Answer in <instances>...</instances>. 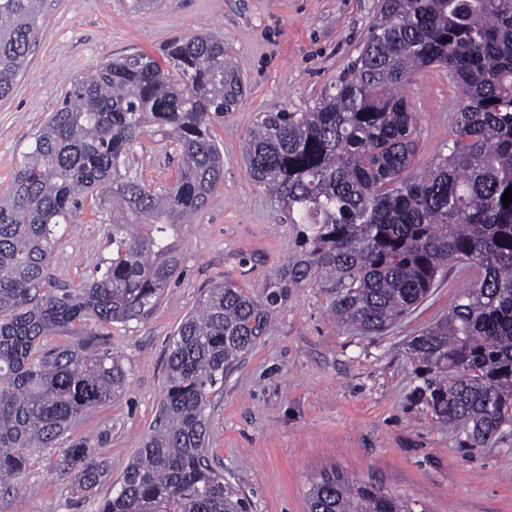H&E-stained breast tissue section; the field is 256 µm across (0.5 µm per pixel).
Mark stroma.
Here are the masks:
<instances>
[{
    "instance_id": "stroma-1",
    "label": "stroma",
    "mask_w": 512,
    "mask_h": 512,
    "mask_svg": "<svg viewBox=\"0 0 512 512\" xmlns=\"http://www.w3.org/2000/svg\"><path fill=\"white\" fill-rule=\"evenodd\" d=\"M48 3L28 73L0 102V193L73 79L103 61L157 55L173 37L205 34L223 40L244 82L215 128L224 182L211 206L180 228L178 276L150 313L112 331L127 385L75 427L83 436L106 433L102 454L117 479L154 425L170 340L205 290L234 281L260 298L268 279L299 259L294 225L248 174L246 138L269 106L300 112L319 101L357 57L379 0H163L144 12L131 11L130 0ZM403 94L418 114L406 171L415 177L448 151L455 94L437 71L418 73ZM178 163L173 143L157 132L134 147L128 168L153 185L171 179ZM108 218L90 198L79 223L60 225L51 260L57 278L76 285L103 271L112 257ZM469 284L449 267L421 304L371 336L337 321L336 279L320 275L289 289L272 330L225 376L208 411L209 459L244 493L248 512H308L312 482L332 466L406 498L415 512H512V425L474 448L414 398L424 377L408 343L445 317ZM97 509L44 465L0 497V512Z\"/></svg>"
}]
</instances>
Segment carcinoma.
<instances>
[{
	"mask_svg": "<svg viewBox=\"0 0 512 512\" xmlns=\"http://www.w3.org/2000/svg\"><path fill=\"white\" fill-rule=\"evenodd\" d=\"M47 0H0V101L11 97L47 18ZM224 41L178 36L162 59L136 53L76 78L0 195V493L41 461L87 498L112 482L102 438L71 434L120 395L127 372L112 325L149 312L177 274V228L224 179L214 127L243 83ZM448 72L456 111L448 154L419 177L417 116L397 90L429 68ZM180 164L151 187L126 162L152 129ZM244 161L298 226L301 259L257 299L232 281L208 289L175 331L153 429L98 512H247L207 453V409L268 333L277 304L324 272L337 276V320L379 334L420 304L448 264L477 273L448 317L409 350L433 376L419 398L482 448L512 425V0H381L359 55L305 112L259 113ZM112 205V259L73 287L50 262L55 228L83 200ZM95 332H86L89 326ZM82 336L51 345L49 336ZM309 512H413L409 501L332 468Z\"/></svg>",
	"mask_w": 512,
	"mask_h": 512,
	"instance_id": "obj_1",
	"label": "carcinoma"
}]
</instances>
